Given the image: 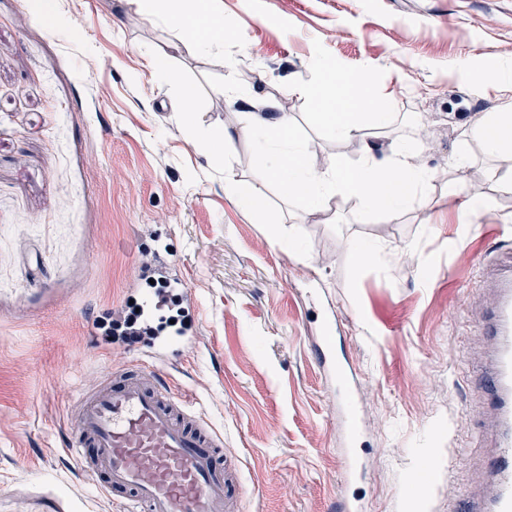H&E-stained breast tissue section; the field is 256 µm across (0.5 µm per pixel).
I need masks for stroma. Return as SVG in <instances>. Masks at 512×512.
<instances>
[{"instance_id":"stroma-1","label":"stroma","mask_w":512,"mask_h":512,"mask_svg":"<svg viewBox=\"0 0 512 512\" xmlns=\"http://www.w3.org/2000/svg\"><path fill=\"white\" fill-rule=\"evenodd\" d=\"M216 8L223 43L189 55L161 14L127 0H0V512L44 501L120 512L65 452L64 430L78 391L109 368L151 364L223 436L219 456L244 487L238 512H333L340 498L362 512H468L495 451L492 340L476 321L497 297L481 276L493 251L512 252V191L489 174L512 170V155L487 156L464 127L502 109L500 87L472 75L512 73V0ZM326 63L371 74V95L393 115L370 130L378 155L407 136L413 113L430 120L415 159L437 173L398 220L338 198L335 223L318 224L272 185L264 217L226 196L228 169L249 193L265 136L237 138L242 100L286 106L318 160L358 164V144L330 137L297 92ZM184 85L196 108L181 120ZM460 153L463 169L452 165ZM467 202L476 212L463 224ZM352 239L379 245L381 262L356 267ZM146 261L183 280L194 317L158 359L100 327L146 296ZM330 325L358 374L354 433L313 354ZM345 448L361 460L346 484Z\"/></svg>"}]
</instances>
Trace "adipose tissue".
<instances>
[{"label":"adipose tissue","mask_w":512,"mask_h":512,"mask_svg":"<svg viewBox=\"0 0 512 512\" xmlns=\"http://www.w3.org/2000/svg\"><path fill=\"white\" fill-rule=\"evenodd\" d=\"M128 2L139 9L162 7L179 47L187 53L210 49L224 40V24L215 8L216 0ZM370 85L371 78L366 72L354 71L328 75L319 86L302 90L304 96L319 101L320 110L313 115L318 125L333 138L359 143L362 156L353 168L333 160L321 166L312 164L310 148L292 135L287 113H242V133L257 127L264 129L265 138L257 143L256 149L274 155L271 163L253 168V182L275 185L288 199L307 203L310 215L324 224L330 223L331 202L339 196L355 200L363 214L397 219L401 206L422 192L433 176L429 166L419 167L410 161L412 144L419 140L425 123L416 119L407 141L390 155L377 157L365 142L364 131L374 123H388L389 116L383 104L370 96ZM465 133L476 138L489 155L512 154V102L506 111L475 115Z\"/></svg>","instance_id":"1"}]
</instances>
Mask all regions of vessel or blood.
I'll use <instances>...</instances> for the list:
<instances>
[{"mask_svg": "<svg viewBox=\"0 0 512 512\" xmlns=\"http://www.w3.org/2000/svg\"><path fill=\"white\" fill-rule=\"evenodd\" d=\"M498 305L487 331L496 340L490 400L497 410L496 451L489 460L491 491L471 512H512V253L494 259ZM330 389L349 392L356 373L335 341L315 348ZM67 451L81 469L104 478L103 490L129 512H229L221 436L166 389L158 373L109 370L103 385L82 394L70 413Z\"/></svg>", "mask_w": 512, "mask_h": 512, "instance_id": "vessel-or-blood-1", "label": "vessel or blood"}]
</instances>
